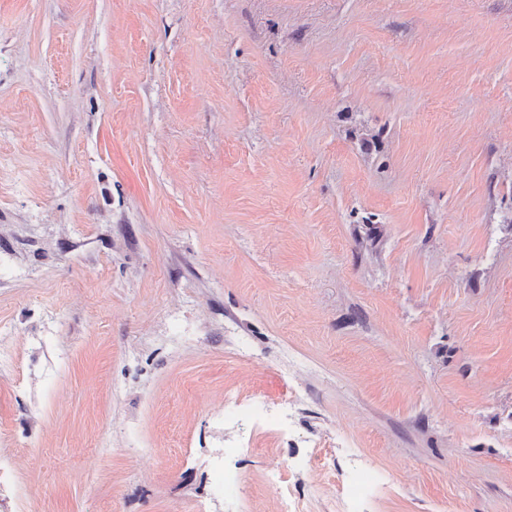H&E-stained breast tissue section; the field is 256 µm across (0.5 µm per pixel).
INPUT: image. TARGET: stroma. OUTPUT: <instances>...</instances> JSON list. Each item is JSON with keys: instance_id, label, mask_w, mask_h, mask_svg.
<instances>
[{"instance_id": "35a3bbf8", "label": "stroma", "mask_w": 512, "mask_h": 512, "mask_svg": "<svg viewBox=\"0 0 512 512\" xmlns=\"http://www.w3.org/2000/svg\"><path fill=\"white\" fill-rule=\"evenodd\" d=\"M0 325V512H512V0H0ZM251 417L256 426H271L280 432L288 431V414L283 412L278 416H271L263 406H254ZM241 448H245V442L241 437L224 441L222 457L213 464L216 483L222 486L224 493L234 490L241 483L240 474L226 466V462L233 459Z\"/></svg>"}]
</instances>
